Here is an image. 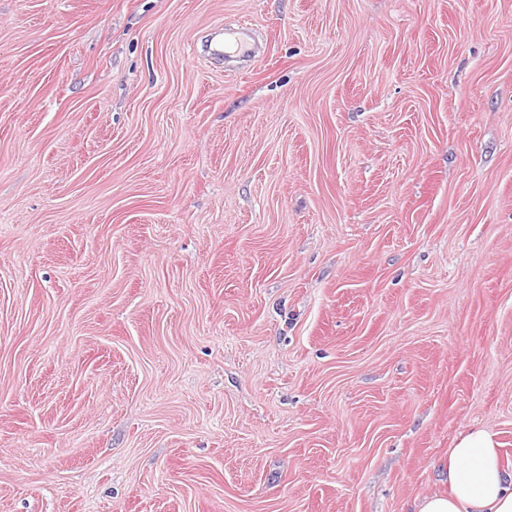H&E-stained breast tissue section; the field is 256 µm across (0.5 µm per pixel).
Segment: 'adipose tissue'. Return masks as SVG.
Masks as SVG:
<instances>
[{"label": "adipose tissue", "instance_id": "1", "mask_svg": "<svg viewBox=\"0 0 512 512\" xmlns=\"http://www.w3.org/2000/svg\"><path fill=\"white\" fill-rule=\"evenodd\" d=\"M440 491L416 498L411 512H512V471L503 467L493 433L461 435L440 467Z\"/></svg>", "mask_w": 512, "mask_h": 512}]
</instances>
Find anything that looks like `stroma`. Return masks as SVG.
Instances as JSON below:
<instances>
[{
	"label": "stroma",
	"mask_w": 512,
	"mask_h": 512,
	"mask_svg": "<svg viewBox=\"0 0 512 512\" xmlns=\"http://www.w3.org/2000/svg\"><path fill=\"white\" fill-rule=\"evenodd\" d=\"M474 428L512 0H0V512H407Z\"/></svg>",
	"instance_id": "1"
}]
</instances>
